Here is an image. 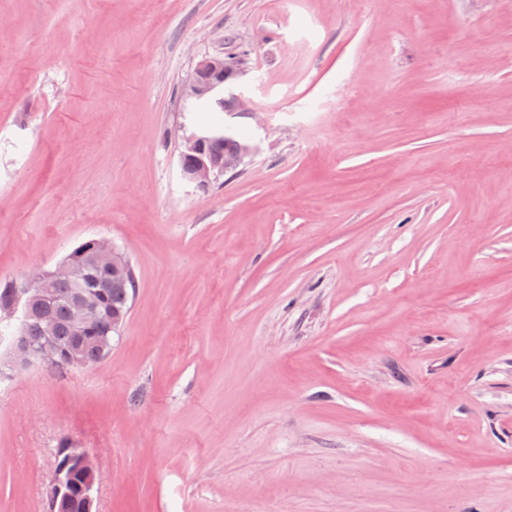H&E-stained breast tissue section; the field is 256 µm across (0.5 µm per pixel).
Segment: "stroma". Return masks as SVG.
<instances>
[{
    "label": "stroma",
    "instance_id": "stroma-1",
    "mask_svg": "<svg viewBox=\"0 0 512 512\" xmlns=\"http://www.w3.org/2000/svg\"><path fill=\"white\" fill-rule=\"evenodd\" d=\"M90 238L132 308L0 380V512L64 439L99 512H512V0H0V282ZM230 75L231 72L224 64V57L205 58L196 66L193 75L184 87L183 94L188 98L209 102L206 104L213 111L219 109L222 112L220 108L211 103L218 95H222L218 100L222 109L230 107L245 110V105L238 96L230 94L228 98L224 97L225 83ZM215 140H224V152L207 153L208 145ZM235 146L234 140L224 139V133L193 134L183 144L181 159L192 157L195 158V162L189 167L181 164L183 176L199 187H207L219 174L235 169L253 149L249 143L240 142L237 143V149L232 152Z\"/></svg>",
    "mask_w": 512,
    "mask_h": 512
}]
</instances>
